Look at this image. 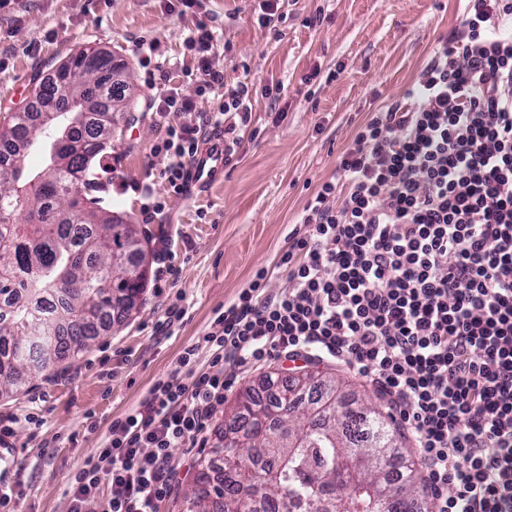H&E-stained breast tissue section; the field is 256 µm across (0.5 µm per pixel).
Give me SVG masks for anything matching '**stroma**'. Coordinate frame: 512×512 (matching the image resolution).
Returning a JSON list of instances; mask_svg holds the SVG:
<instances>
[{
  "instance_id": "obj_1",
  "label": "stroma",
  "mask_w": 512,
  "mask_h": 512,
  "mask_svg": "<svg viewBox=\"0 0 512 512\" xmlns=\"http://www.w3.org/2000/svg\"><path fill=\"white\" fill-rule=\"evenodd\" d=\"M281 17L257 23L259 0H204L200 15L178 16L163 0H12L0 10V129L34 86L87 47L112 52L133 74L129 111L117 113L112 148L90 169L83 194L97 208L144 227L168 257L150 259L144 301L112 324L58 375L41 376L0 398V426L14 452L0 465L10 512H68L71 477L99 448L113 421L137 408L161 379L183 377L185 348L215 329L257 269L273 267L288 233L368 112L401 99L440 37L460 23L461 0H280ZM214 32L213 65L227 86L245 82L255 137H244L223 181L166 194L165 157L152 147L167 121L147 109L158 88H178L196 109L185 123L212 133L214 95H198L182 74L192 66L186 38L198 21ZM157 43L159 66L146 78L142 45ZM285 112L274 120L272 108ZM165 208L145 221L156 198ZM186 316L165 326L172 305ZM216 414L204 448L175 450L181 482L158 512H187L183 498L200 457L222 443Z\"/></svg>"
}]
</instances>
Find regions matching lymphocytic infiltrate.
<instances>
[{
	"label": "lymphocytic infiltrate",
	"mask_w": 512,
	"mask_h": 512,
	"mask_svg": "<svg viewBox=\"0 0 512 512\" xmlns=\"http://www.w3.org/2000/svg\"><path fill=\"white\" fill-rule=\"evenodd\" d=\"M214 34L187 38L200 94L223 89L209 116L231 134L248 124V87L229 89L211 58ZM167 120L153 152L161 177L188 192L199 151L181 121L194 102L170 87L151 102ZM238 114L239 123L227 121ZM308 200L269 292L256 271L215 332L186 349L189 383L158 381L113 422L95 460L70 482L68 512H156L179 471L173 453L200 444L237 372L314 348L365 380L408 433L436 512H512V0H465L402 99L369 113ZM207 372L191 370L200 349Z\"/></svg>",
	"instance_id": "lymphocytic-infiltrate-1"
}]
</instances>
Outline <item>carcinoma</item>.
Wrapping results in <instances>:
<instances>
[{
    "label": "carcinoma",
    "mask_w": 512,
    "mask_h": 512,
    "mask_svg": "<svg viewBox=\"0 0 512 512\" xmlns=\"http://www.w3.org/2000/svg\"><path fill=\"white\" fill-rule=\"evenodd\" d=\"M63 68L72 72L75 95L91 99L90 115L71 112L68 130L49 120L45 109L55 103L49 78L35 89L30 107L15 113L10 129L0 133V397L24 378L84 352L102 326L137 307L148 280L146 235L135 224L112 223L110 211L89 208L82 193L89 165L112 148L102 117L125 110L129 84L115 79L112 54L93 48L80 50L58 66ZM41 135L52 139L53 173L25 200L18 187L30 179L23 177V156L13 144L30 148ZM20 210L24 223L17 224ZM339 393L335 378L307 372L266 400L252 388L239 392L228 413L241 427H230L227 440L240 459L261 449L262 471L270 478L256 500L250 468L228 466L214 485L207 465L196 482L212 492L194 495L189 512H291L290 506L306 498L327 500L345 459H359L364 487L396 482L382 472L399 458L402 435L379 407L347 403L342 418L307 423L293 415L305 394V409L315 410L323 398ZM405 486L406 496L392 499L387 512H417L413 476Z\"/></svg>",
    "instance_id": "obj_1"
}]
</instances>
